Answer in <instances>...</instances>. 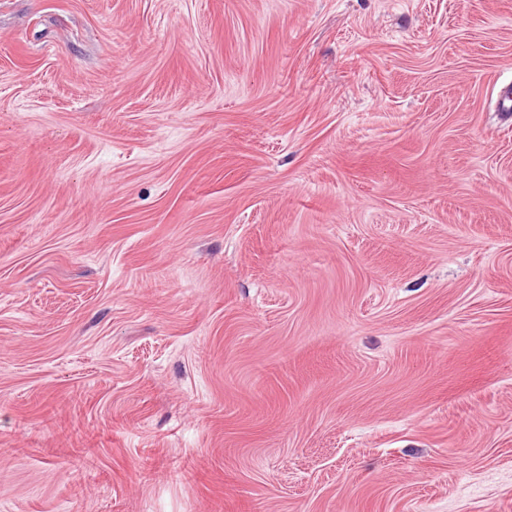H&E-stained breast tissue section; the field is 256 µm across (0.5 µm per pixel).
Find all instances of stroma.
I'll list each match as a JSON object with an SVG mask.
<instances>
[{
    "mask_svg": "<svg viewBox=\"0 0 512 512\" xmlns=\"http://www.w3.org/2000/svg\"><path fill=\"white\" fill-rule=\"evenodd\" d=\"M512 0H0V512H512Z\"/></svg>",
    "mask_w": 512,
    "mask_h": 512,
    "instance_id": "35a3bbf8",
    "label": "stroma"
}]
</instances>
